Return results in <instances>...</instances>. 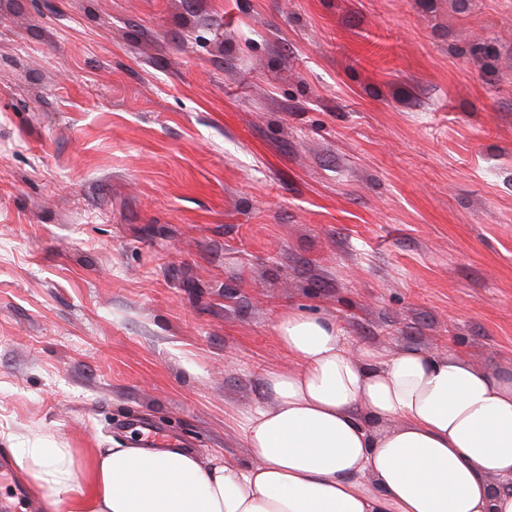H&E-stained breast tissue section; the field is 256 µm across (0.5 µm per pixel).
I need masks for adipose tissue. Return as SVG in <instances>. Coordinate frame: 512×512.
Instances as JSON below:
<instances>
[{
	"mask_svg": "<svg viewBox=\"0 0 512 512\" xmlns=\"http://www.w3.org/2000/svg\"><path fill=\"white\" fill-rule=\"evenodd\" d=\"M292 367L236 426L251 460L189 448H14L45 512H512V372L354 351L330 318L275 325Z\"/></svg>",
	"mask_w": 512,
	"mask_h": 512,
	"instance_id": "obj_1",
	"label": "adipose tissue"
}]
</instances>
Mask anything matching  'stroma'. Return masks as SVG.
Returning a JSON list of instances; mask_svg holds the SVG:
<instances>
[{"mask_svg":"<svg viewBox=\"0 0 512 512\" xmlns=\"http://www.w3.org/2000/svg\"><path fill=\"white\" fill-rule=\"evenodd\" d=\"M288 308L512 370V0H0V502L134 414L250 462Z\"/></svg>","mask_w":512,"mask_h":512,"instance_id":"stroma-1","label":"stroma"}]
</instances>
